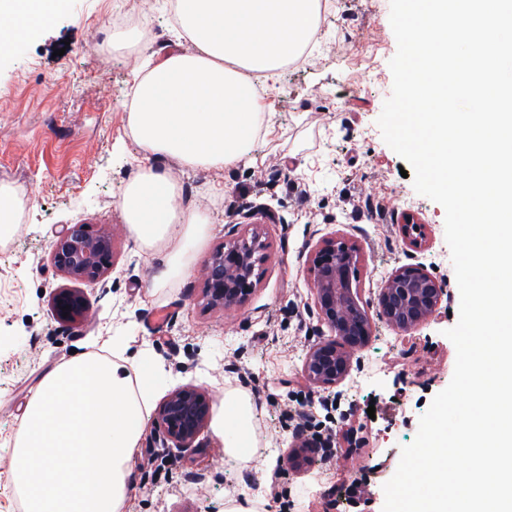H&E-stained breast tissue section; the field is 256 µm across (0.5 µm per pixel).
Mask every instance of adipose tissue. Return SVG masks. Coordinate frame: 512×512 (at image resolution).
I'll return each instance as SVG.
<instances>
[{"instance_id": "ef3b65f1", "label": "adipose tissue", "mask_w": 512, "mask_h": 512, "mask_svg": "<svg viewBox=\"0 0 512 512\" xmlns=\"http://www.w3.org/2000/svg\"><path fill=\"white\" fill-rule=\"evenodd\" d=\"M64 0H0V44L47 25ZM319 0H179L176 39L189 54L156 59L124 104L146 162L119 201L126 224L144 247L170 244L181 270L202 248L209 224L179 206V189L159 160L192 169L224 168L251 150L260 109L250 76L277 85L283 66L318 30ZM153 377L135 376L87 353L42 380L28 402L15 444V490L27 512H120L134 487L131 462L148 422L139 399ZM255 406L243 392L224 395L213 431L226 454L248 458L256 446Z\"/></svg>"}]
</instances>
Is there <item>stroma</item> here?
I'll return each mask as SVG.
<instances>
[{
  "mask_svg": "<svg viewBox=\"0 0 512 512\" xmlns=\"http://www.w3.org/2000/svg\"><path fill=\"white\" fill-rule=\"evenodd\" d=\"M115 7L146 15L153 37L102 61L98 44L111 42L112 30L101 18ZM172 24L168 0H66L48 26L0 54V184L24 200L13 235L0 241V512L22 509L12 460L29 398L47 373L90 351L152 370L154 408L185 384L217 404L225 391L242 390L256 406L257 448L247 461L226 455L209 428L195 447L168 453L146 428L123 512H224L228 499L243 497L255 512H382V486L402 447L452 379L456 350L444 332L460 305L445 210L402 177L403 160L377 125L397 51L390 0H327L315 47L261 98L268 127L241 162L193 170L164 160L210 225L176 274L162 254L139 248L119 208L141 159L123 102L159 53L194 50L173 41ZM409 216L427 227L424 247L403 234ZM74 222L112 228V266L98 282L72 280L52 264L57 231ZM254 230L264 243L254 290L236 310L208 307L204 262L231 236ZM331 238L357 248L352 283L374 316L333 412L324 390L302 378L308 350L330 338L311 264ZM416 263L442 280L448 299L435 317L401 332L376 319L377 293L393 271ZM60 288L84 294L86 320L54 317ZM301 423L317 441L335 430L339 452L299 472L282 469ZM350 426L367 444L346 454L340 434Z\"/></svg>",
  "mask_w": 512,
  "mask_h": 512,
  "instance_id": "stroma-1",
  "label": "stroma"
}]
</instances>
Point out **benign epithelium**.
Listing matches in <instances>:
<instances>
[{
	"mask_svg": "<svg viewBox=\"0 0 512 512\" xmlns=\"http://www.w3.org/2000/svg\"><path fill=\"white\" fill-rule=\"evenodd\" d=\"M258 234L231 238L202 267L208 305L226 311L244 302L253 287L257 264ZM113 236L108 228L97 231L83 223L65 224L52 245L55 268L74 280L95 281L109 270ZM358 252L334 239L326 242L313 260V290L323 322L333 339L312 346L302 374L308 384L335 388L349 375L355 354L370 336L368 311L353 290L351 272ZM447 290L440 279L423 267H402L383 284L377 297L379 316L392 328L407 332L428 321L440 308ZM56 317L73 323L85 316L86 298L77 290L63 288L53 296ZM69 310L62 311L63 307ZM213 402L192 384L172 391L161 403L156 419L162 428L158 442L163 448H191L212 418ZM313 447L304 431L296 430L294 445L282 466L298 470L311 462L306 451Z\"/></svg>",
	"mask_w": 512,
	"mask_h": 512,
	"instance_id": "1",
	"label": "benign epithelium"
}]
</instances>
